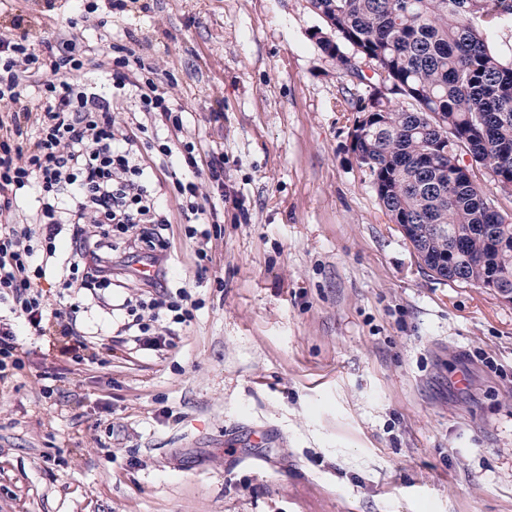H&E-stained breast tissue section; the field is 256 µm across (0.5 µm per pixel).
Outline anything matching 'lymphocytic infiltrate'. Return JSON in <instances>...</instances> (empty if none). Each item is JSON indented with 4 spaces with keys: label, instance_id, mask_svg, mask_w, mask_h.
I'll return each mask as SVG.
<instances>
[{
    "label": "lymphocytic infiltrate",
    "instance_id": "f902f5d3",
    "mask_svg": "<svg viewBox=\"0 0 512 512\" xmlns=\"http://www.w3.org/2000/svg\"><path fill=\"white\" fill-rule=\"evenodd\" d=\"M134 56L120 43L104 53L89 43L74 48L67 40L47 60L26 34L0 36V304L8 306L7 315H0V380L21 368L26 337L58 331L68 339L63 354L81 358L85 344L76 316L51 307L40 288L41 279L53 273L58 235L70 238L67 262L83 288L112 285L105 240L126 243L132 256L163 240L166 208L137 146L149 129L137 120L118 123L113 110L131 95L137 111L166 128L181 129L183 117L153 79L132 85ZM157 159L170 173L189 235L209 237L208 227L219 223L220 213L202 203L195 178L205 173L220 179L223 155L205 159L194 143L166 139L157 143ZM30 201L41 221L14 223L15 212ZM187 298L185 288H165L141 301L149 316L138 326L137 342L164 344L153 325L167 317L185 323Z\"/></svg>",
    "mask_w": 512,
    "mask_h": 512
}]
</instances>
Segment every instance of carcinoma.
<instances>
[{
    "label": "carcinoma",
    "mask_w": 512,
    "mask_h": 512,
    "mask_svg": "<svg viewBox=\"0 0 512 512\" xmlns=\"http://www.w3.org/2000/svg\"><path fill=\"white\" fill-rule=\"evenodd\" d=\"M316 42L341 81L336 108L357 165L431 275L512 287V57L488 32L512 0H309Z\"/></svg>",
    "instance_id": "carcinoma-1"
}]
</instances>
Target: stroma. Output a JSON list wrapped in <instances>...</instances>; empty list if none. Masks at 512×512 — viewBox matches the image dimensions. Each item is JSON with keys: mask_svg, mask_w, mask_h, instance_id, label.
Here are the masks:
<instances>
[{"mask_svg": "<svg viewBox=\"0 0 512 512\" xmlns=\"http://www.w3.org/2000/svg\"><path fill=\"white\" fill-rule=\"evenodd\" d=\"M92 2L85 39L130 42L183 109L170 139L223 154V189L199 183L224 217L192 239L168 203L157 258L196 307L165 345L122 332L146 291L119 249L82 361L25 339L0 512H512V305L430 276L390 222L308 0ZM72 8L0 0V35L22 18L47 54Z\"/></svg>", "mask_w": 512, "mask_h": 512, "instance_id": "1", "label": "stroma"}]
</instances>
